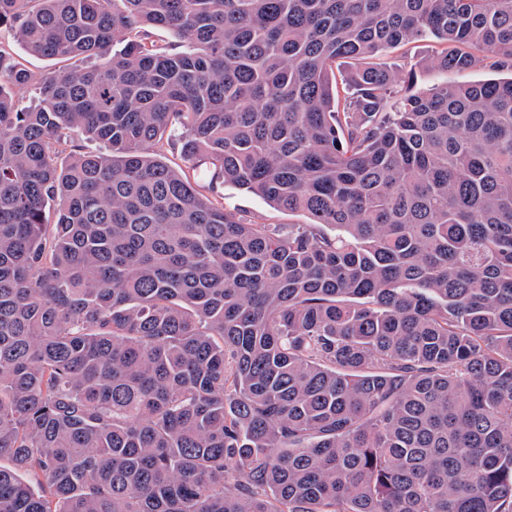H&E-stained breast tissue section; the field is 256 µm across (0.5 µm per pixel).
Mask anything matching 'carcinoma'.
<instances>
[{"label": "carcinoma", "mask_w": 512, "mask_h": 512, "mask_svg": "<svg viewBox=\"0 0 512 512\" xmlns=\"http://www.w3.org/2000/svg\"><path fill=\"white\" fill-rule=\"evenodd\" d=\"M3 29L95 63L0 48V512H512V78L381 62L512 72V0H0ZM175 122L208 185L152 153ZM5 48L13 54V56L28 70L35 75H42L50 71L81 64L79 61L63 60V59H48L45 57H38L27 53L18 43L14 42L9 36L7 31H3ZM445 48H447L446 44L435 40L414 41L389 49L381 59L388 67L403 75L412 69L415 74L412 84L413 92L426 91L435 84L477 82L491 77H510V72L496 73L482 67H475L467 72H457L432 69L422 64ZM224 197V208L236 212L239 216L258 224H280L281 229L288 233V224H306L308 219L299 213H288L279 209L260 196L240 191L232 186L221 188Z\"/></svg>", "instance_id": "obj_1"}]
</instances>
